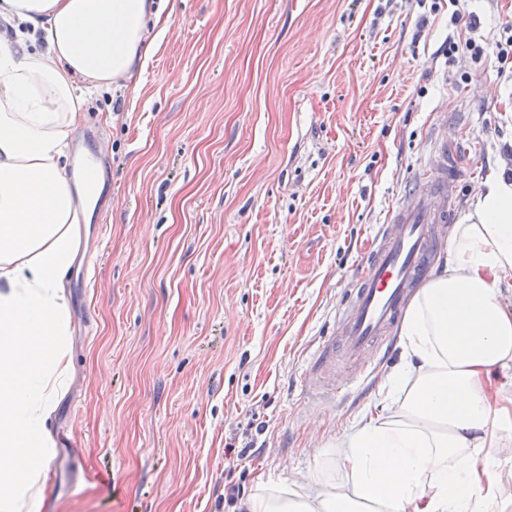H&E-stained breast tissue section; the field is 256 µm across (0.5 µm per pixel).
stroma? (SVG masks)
<instances>
[{
  "label": "stroma",
  "mask_w": 512,
  "mask_h": 512,
  "mask_svg": "<svg viewBox=\"0 0 512 512\" xmlns=\"http://www.w3.org/2000/svg\"><path fill=\"white\" fill-rule=\"evenodd\" d=\"M509 19L512 0H175L78 133L104 183L52 432L81 446H55L40 512H247L257 488L337 479L401 349L334 395L302 381L436 134L461 153L459 214L512 172V62L444 54Z\"/></svg>",
  "instance_id": "obj_1"
}]
</instances>
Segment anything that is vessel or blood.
<instances>
[{"instance_id": "vessel-or-blood-1", "label": "vessel or blood", "mask_w": 512, "mask_h": 512, "mask_svg": "<svg viewBox=\"0 0 512 512\" xmlns=\"http://www.w3.org/2000/svg\"><path fill=\"white\" fill-rule=\"evenodd\" d=\"M432 162L434 173L416 174L353 279L336 326L305 380L314 394L335 389L337 362L354 368L369 353L383 356L391 350L405 306L430 269L439 245L438 227L450 223L456 213L448 186L462 174L460 156L442 146Z\"/></svg>"}]
</instances>
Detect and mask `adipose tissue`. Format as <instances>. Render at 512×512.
<instances>
[{"instance_id":"obj_1","label":"adipose tissue","mask_w":512,"mask_h":512,"mask_svg":"<svg viewBox=\"0 0 512 512\" xmlns=\"http://www.w3.org/2000/svg\"><path fill=\"white\" fill-rule=\"evenodd\" d=\"M168 0H0V512H39L48 421L73 375L65 280L99 184L73 150L89 97L143 67ZM512 176L496 170L414 296L389 406L353 428L321 490L254 493L248 512H504L512 441Z\"/></svg>"}]
</instances>
